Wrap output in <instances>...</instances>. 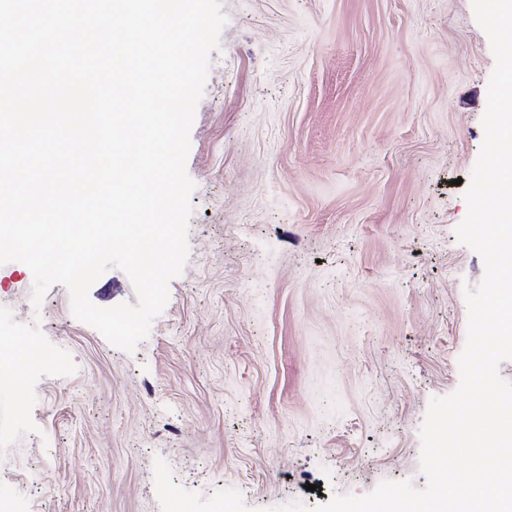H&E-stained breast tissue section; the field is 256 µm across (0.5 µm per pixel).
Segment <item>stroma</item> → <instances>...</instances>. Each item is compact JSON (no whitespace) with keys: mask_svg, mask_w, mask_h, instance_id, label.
Here are the masks:
<instances>
[{"mask_svg":"<svg viewBox=\"0 0 512 512\" xmlns=\"http://www.w3.org/2000/svg\"><path fill=\"white\" fill-rule=\"evenodd\" d=\"M190 132L189 256L133 352L0 265V501L13 512H271L421 488L454 392L455 234L495 59L472 0H222ZM136 303L121 270L89 291ZM319 492L308 491V484Z\"/></svg>","mask_w":512,"mask_h":512,"instance_id":"stroma-1","label":"stroma"}]
</instances>
